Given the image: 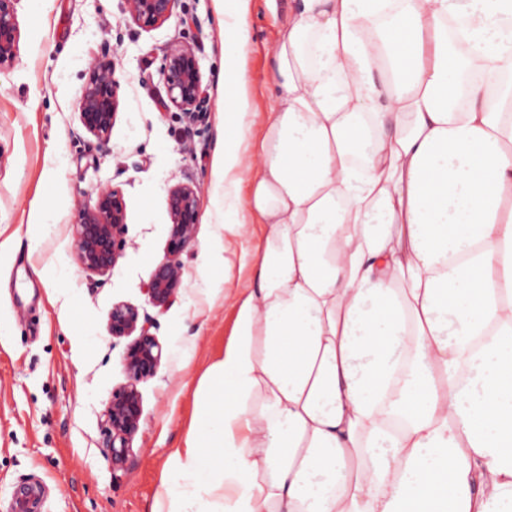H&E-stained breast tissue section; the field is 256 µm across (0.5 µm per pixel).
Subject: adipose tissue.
Returning a JSON list of instances; mask_svg holds the SVG:
<instances>
[{"label":"adipose tissue","instance_id":"obj_1","mask_svg":"<svg viewBox=\"0 0 512 512\" xmlns=\"http://www.w3.org/2000/svg\"><path fill=\"white\" fill-rule=\"evenodd\" d=\"M248 2L218 225L265 236L151 512H512V0H300L256 151Z\"/></svg>","mask_w":512,"mask_h":512}]
</instances>
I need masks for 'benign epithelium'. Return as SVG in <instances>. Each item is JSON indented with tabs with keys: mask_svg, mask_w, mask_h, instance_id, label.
Listing matches in <instances>:
<instances>
[{
	"mask_svg": "<svg viewBox=\"0 0 512 512\" xmlns=\"http://www.w3.org/2000/svg\"><path fill=\"white\" fill-rule=\"evenodd\" d=\"M19 0H0V71L12 67L17 57L20 31L16 4ZM132 22L151 28L169 20L179 0H124ZM160 74L166 89L168 106L182 115L184 136L190 141L205 125L211 111L202 87L195 49L181 41L170 43L165 51ZM118 81L112 46L105 41L89 67L88 79L77 102L83 130L93 136L100 147L108 145L115 124L119 100ZM199 192L190 183H180L168 192L171 220L170 237L164 258L151 272L144 291L147 302L165 309L177 299L182 285L181 255L195 238ZM126 208L121 193L103 189L94 202L85 203L74 225V249L80 267L91 275L103 276L118 262L125 247ZM156 322L147 312L125 302L112 305L108 330L112 338L130 339L121 356L126 382L112 390L105 417L107 446L112 452V466L125 469L130 445L143 414L138 384L152 377L161 364L163 350L151 329Z\"/></svg>",
	"mask_w": 512,
	"mask_h": 512,
	"instance_id": "1",
	"label": "benign epithelium"
}]
</instances>
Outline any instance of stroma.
Wrapping results in <instances>:
<instances>
[{
  "label": "stroma",
  "instance_id": "stroma-1",
  "mask_svg": "<svg viewBox=\"0 0 512 512\" xmlns=\"http://www.w3.org/2000/svg\"><path fill=\"white\" fill-rule=\"evenodd\" d=\"M298 0H249L247 74L251 145H259L272 105L269 52ZM223 17L216 0H180L168 21L134 24L123 0H19L14 65L0 71V512L14 488L39 494L38 512H150L163 490L170 455L188 433L195 392L227 343L234 310L209 284L224 269L204 268L216 239L214 158L223 132ZM119 82V109L107 147L79 122L76 102L105 40ZM175 40L191 44L212 106L192 143L167 108L160 65ZM199 189L194 243L182 254L176 302L148 307L143 288L166 254L168 191ZM117 189L126 205V246L103 276L77 263L73 226L82 203ZM147 307L163 358L139 383L143 415L126 469L112 467L105 409L126 378V340L112 339L113 304Z\"/></svg>",
  "mask_w": 512,
  "mask_h": 512
}]
</instances>
